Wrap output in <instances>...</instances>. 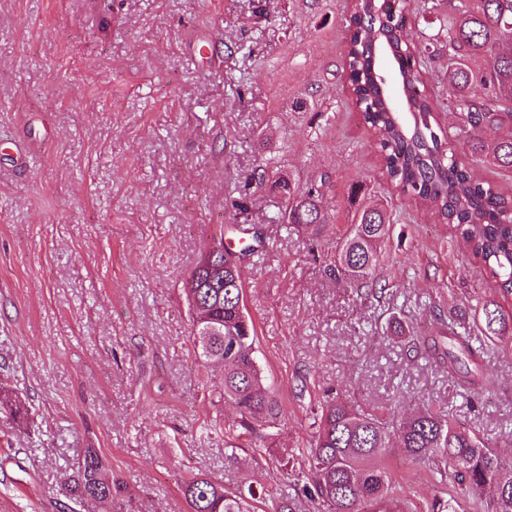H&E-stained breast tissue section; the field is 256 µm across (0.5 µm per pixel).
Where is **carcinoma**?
Instances as JSON below:
<instances>
[{"label": "carcinoma", "instance_id": "1", "mask_svg": "<svg viewBox=\"0 0 512 512\" xmlns=\"http://www.w3.org/2000/svg\"><path fill=\"white\" fill-rule=\"evenodd\" d=\"M451 15L446 48H434L430 58L448 56V104L458 114L459 134L478 163L512 171V135L486 148L488 136L512 129V0H448ZM409 0H352L345 19V68L351 71L352 95L368 109L362 120L373 132L383 170L391 186L417 206L431 208L454 226L472 257L512 295V207L490 184L476 181L468 169L447 154L445 134L434 104L422 86L421 69L405 55L410 33L406 27ZM386 52L399 68L396 95L389 94L375 58ZM251 180L266 186L284 201L281 220L318 235L327 224L320 185L302 186L289 174L254 170ZM362 186L348 189L354 210L349 231L327 274L336 284L361 291L377 286L380 248L390 234L391 215L380 198L361 196ZM242 255L222 256L224 279L209 278L196 266L187 291L193 311L202 307L221 336H195L198 356L224 363V398L240 409L242 425L271 422L281 416L277 400L263 385L254 356L255 328L245 308ZM480 322L486 336L512 334V309L495 300L467 299L441 320L430 352L460 372L461 359L448 342L466 345L459 329L466 319ZM0 408L19 420L26 406L15 394L0 391ZM315 430L300 474L302 491L316 501L319 512H413L378 457L397 451L422 464L455 492L437 497L430 512H512V460L506 462L472 430L441 410H424L401 419L369 413L354 402L338 398L318 406ZM66 496L82 512H112V498L123 483L94 448L85 450L63 484ZM188 512H249L248 490L231 491L223 481L190 475L179 484Z\"/></svg>", "mask_w": 512, "mask_h": 512}]
</instances>
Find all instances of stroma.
I'll use <instances>...</instances> for the list:
<instances>
[{
    "label": "stroma",
    "instance_id": "1",
    "mask_svg": "<svg viewBox=\"0 0 512 512\" xmlns=\"http://www.w3.org/2000/svg\"><path fill=\"white\" fill-rule=\"evenodd\" d=\"M264 2L263 16L253 13ZM348 0H0V389L25 397V428L0 413V512H66L63 473L94 448L124 490L112 512H185L178 484L205 472L258 491L288 483L312 407L342 397L402 416L428 407L512 451V336L468 331L491 379L480 396L385 333L389 316L435 330L473 297L512 306L452 225L387 182L344 80ZM446 62L425 89L455 156L512 202V172L471 163ZM329 173L320 239L276 222L259 167ZM355 183L390 203L382 294L336 285L325 266ZM235 224L266 243L244 268L255 357L283 415L241 434L224 368L195 355L182 284ZM423 510L425 466L384 456Z\"/></svg>",
    "mask_w": 512,
    "mask_h": 512
}]
</instances>
